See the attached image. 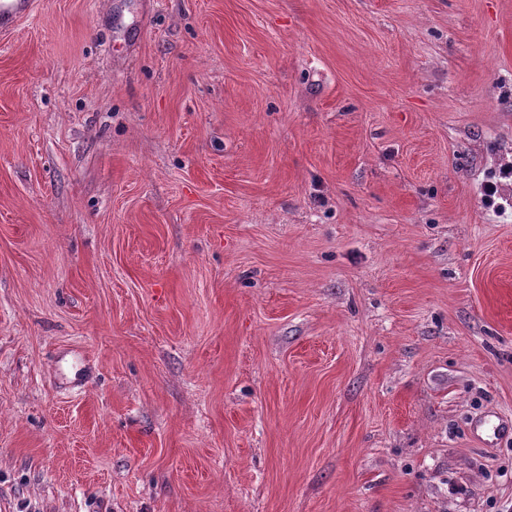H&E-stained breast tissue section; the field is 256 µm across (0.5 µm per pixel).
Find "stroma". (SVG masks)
I'll list each match as a JSON object with an SVG mask.
<instances>
[{"mask_svg": "<svg viewBox=\"0 0 512 512\" xmlns=\"http://www.w3.org/2000/svg\"><path fill=\"white\" fill-rule=\"evenodd\" d=\"M512 0H34L0 32V512H512Z\"/></svg>", "mask_w": 512, "mask_h": 512, "instance_id": "obj_1", "label": "stroma"}]
</instances>
